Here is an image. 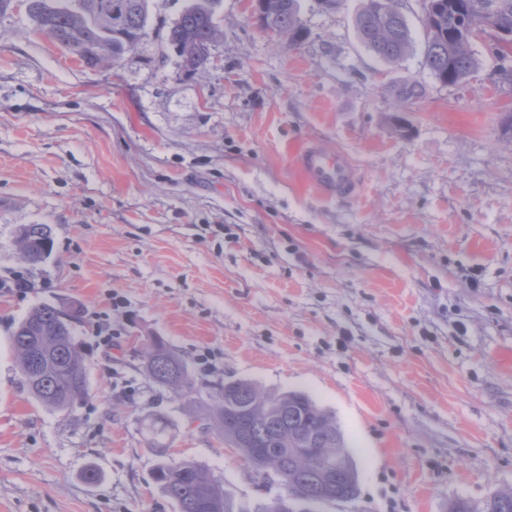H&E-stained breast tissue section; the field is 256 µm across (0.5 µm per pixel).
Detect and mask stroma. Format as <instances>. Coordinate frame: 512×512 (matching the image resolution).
Segmentation results:
<instances>
[{
  "label": "stroma",
  "mask_w": 512,
  "mask_h": 512,
  "mask_svg": "<svg viewBox=\"0 0 512 512\" xmlns=\"http://www.w3.org/2000/svg\"><path fill=\"white\" fill-rule=\"evenodd\" d=\"M186 0H148L149 39L91 69L0 18V512H175L151 480L141 420L169 415L170 452L208 467L238 512L278 495L155 387L163 338L196 378L308 394L336 419L358 496L321 512H448L512 490V82L488 35L446 85L422 64V0L396 64L360 41L363 0H302L303 43L221 0L220 37L188 77L167 33ZM423 94L401 104L396 84ZM346 152L358 192L324 199L296 166ZM20 224L52 253L24 263ZM83 310L90 388L71 411L28 393L10 335L35 305ZM96 466L102 477L82 474ZM14 243L23 260L32 266L39 265L51 254L53 230L49 224H20Z\"/></svg>",
  "instance_id": "stroma-1"
}]
</instances>
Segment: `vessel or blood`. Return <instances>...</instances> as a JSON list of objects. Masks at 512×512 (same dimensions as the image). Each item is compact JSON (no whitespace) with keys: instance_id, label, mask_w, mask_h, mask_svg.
Listing matches in <instances>:
<instances>
[{"instance_id":"obj_1","label":"vessel or blood","mask_w":512,"mask_h":512,"mask_svg":"<svg viewBox=\"0 0 512 512\" xmlns=\"http://www.w3.org/2000/svg\"><path fill=\"white\" fill-rule=\"evenodd\" d=\"M297 164L306 180L325 197H348L359 189L357 171L343 152L331 153L313 142L300 151Z\"/></svg>"}]
</instances>
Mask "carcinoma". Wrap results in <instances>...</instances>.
Here are the masks:
<instances>
[{
  "label": "carcinoma",
  "mask_w": 512,
  "mask_h": 512,
  "mask_svg": "<svg viewBox=\"0 0 512 512\" xmlns=\"http://www.w3.org/2000/svg\"><path fill=\"white\" fill-rule=\"evenodd\" d=\"M36 28L61 45L79 62L91 68L116 65L138 48V36L149 30L147 0H125L120 30L108 9L111 0H23ZM218 0H187L179 19L170 28L168 44L187 76L205 66L204 54L219 36L214 5ZM261 14L275 25L279 37L290 44L303 38L301 0H257ZM383 11L378 0H365L356 18L363 44L378 58L397 62L412 49L409 25L389 0ZM459 0H439V9L426 29L424 65L435 77L447 76L457 84L475 68L471 43L462 30L486 31L493 27L512 30V0H466L467 15ZM422 88L405 82L397 89L399 101L419 98ZM20 257L35 266L51 254L53 230L48 224H21L15 231ZM82 310L69 303H43L33 307L15 324L10 340L28 393L41 405L70 410L74 399L90 396L84 352L75 326ZM40 347L42 361L34 365L32 351ZM143 368L155 386L171 390L200 411L206 430L236 449L254 480L282 486L284 493L260 505L256 512H299L289 496L297 489L312 504L325 496L352 501L358 494V471L346 448L336 419L311 397L299 391L267 392L244 379H227L208 394L196 386L186 362L162 340L145 344ZM172 427L167 415L150 412L142 420L148 447L156 457L153 483L177 512H236L223 487L201 464L176 459L167 453ZM449 512H512V491H496L475 509L457 500Z\"/></svg>",
  "instance_id": "obj_1"
}]
</instances>
